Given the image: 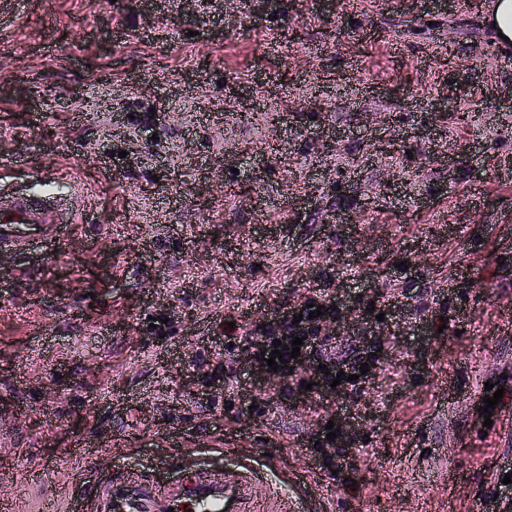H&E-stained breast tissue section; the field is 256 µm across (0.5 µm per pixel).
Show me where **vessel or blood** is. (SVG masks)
Segmentation results:
<instances>
[{"mask_svg":"<svg viewBox=\"0 0 512 512\" xmlns=\"http://www.w3.org/2000/svg\"><path fill=\"white\" fill-rule=\"evenodd\" d=\"M91 193L57 198L21 193L0 212V251L23 256L35 243H61L78 211L89 209ZM174 451L150 468L130 467L117 476L84 481L79 496L49 501L48 512H324L308 494L289 495L279 488L266 498L255 494L266 471L247 463L221 468L181 465Z\"/></svg>","mask_w":512,"mask_h":512,"instance_id":"obj_1","label":"vessel or blood"}]
</instances>
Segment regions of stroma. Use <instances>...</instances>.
I'll use <instances>...</instances> for the list:
<instances>
[{"mask_svg":"<svg viewBox=\"0 0 512 512\" xmlns=\"http://www.w3.org/2000/svg\"><path fill=\"white\" fill-rule=\"evenodd\" d=\"M224 12L0 0V203L94 196L60 248L0 255V501L40 512L177 441L274 459L330 512H512V49L481 0H239L230 32ZM199 83L203 113L160 111ZM322 293V333L370 326L371 376L276 400L245 333Z\"/></svg>","mask_w":512,"mask_h":512,"instance_id":"1","label":"stroma"}]
</instances>
